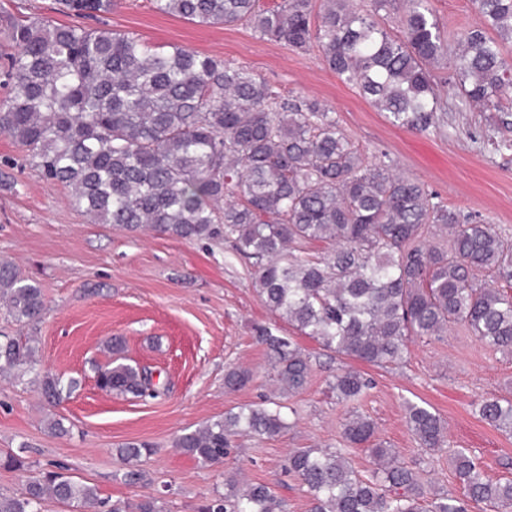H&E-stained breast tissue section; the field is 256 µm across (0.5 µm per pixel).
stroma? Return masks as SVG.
Instances as JSON below:
<instances>
[{
  "mask_svg": "<svg viewBox=\"0 0 512 512\" xmlns=\"http://www.w3.org/2000/svg\"><path fill=\"white\" fill-rule=\"evenodd\" d=\"M449 43L479 21L470 0H431ZM109 28L146 43L187 49L245 66L276 86L318 100L368 157L386 154L394 172L420 181L449 208L481 215L512 233V151L484 142L495 113L461 107L440 84L448 112L440 129L421 134L392 125L357 90L322 62L318 47L293 51L245 26H201L152 11L147 0H122ZM0 260L42 288L43 319L23 325L0 312V332L31 339L42 369L77 379L59 401H45L30 375L0 373V495L17 496L26 477L61 470L96 486L102 497L137 505L159 498L163 512H197L223 491L225 472L273 484L287 512H307L304 488L282 465L295 448H336L347 407L329 389L336 369L367 373L373 387L356 402L378 438L435 488L454 492L449 449L465 448L490 475L512 478V434L478 415L483 399L512 395V356L496 352L464 327L439 339H416L397 364L371 366L322 351L272 313L255 290L253 267L232 258L228 243L189 241L153 232L131 233L94 224L45 181L26 152L0 135ZM296 340L312 357L305 389L280 394L256 329ZM120 338L127 363L149 367L160 396L140 400L102 390L96 368L109 361L105 344ZM249 368L252 381L224 388L227 366ZM272 398L294 412L275 438L242 437L224 464L204 466L175 448L176 438L229 408ZM430 404L447 422L446 448L423 451L404 423V401ZM69 432H49L50 418ZM145 443L137 465L118 450ZM141 473L130 482V469Z\"/></svg>",
  "mask_w": 512,
  "mask_h": 512,
  "instance_id": "stroma-1",
  "label": "stroma"
}]
</instances>
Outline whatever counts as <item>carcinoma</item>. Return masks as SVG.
<instances>
[{
    "label": "carcinoma",
    "instance_id": "obj_1",
    "mask_svg": "<svg viewBox=\"0 0 512 512\" xmlns=\"http://www.w3.org/2000/svg\"><path fill=\"white\" fill-rule=\"evenodd\" d=\"M153 11L205 26L245 25L291 50L317 45L322 61L390 122L418 133L447 112L437 74L463 106L498 112L512 127V0H471L481 22L448 46L430 0H148ZM120 0H58L59 11L103 20ZM396 13L400 35L382 20ZM4 57L8 96L0 135L30 157L47 180L96 224L151 230L185 240H224L254 267L265 305L322 349L369 365L402 361L415 337L440 338L462 325L487 347L512 354V237L471 213L451 210L423 183L372 164L315 99L285 98L247 68L178 46L158 50L131 32L103 25L11 17ZM485 272L492 283L476 275ZM0 304L14 321L35 323L42 289L0 262ZM279 390H303L311 359L291 338L264 326ZM35 350L0 340V371L35 372ZM252 372L232 367L224 387L239 390ZM40 394L61 398L74 380L36 372ZM99 385L136 397L159 396L153 372L113 362ZM370 380L341 369L329 388L358 400ZM481 418L512 432V399L487 398ZM405 425L420 447L446 441L445 420L406 403ZM292 427L281 406L240 405L180 435L175 447L207 466L224 463L243 436L276 437ZM376 427L353 413L342 435L369 448L362 475L341 448H295L284 471L306 488L308 512H512V479H495L463 449L448 457L463 494H429L420 474L375 441ZM48 497L81 512L107 510L96 487L49 472L19 496L0 495V512H42ZM198 512H285L270 484L225 476L224 494Z\"/></svg>",
    "mask_w": 512,
    "mask_h": 512
}]
</instances>
